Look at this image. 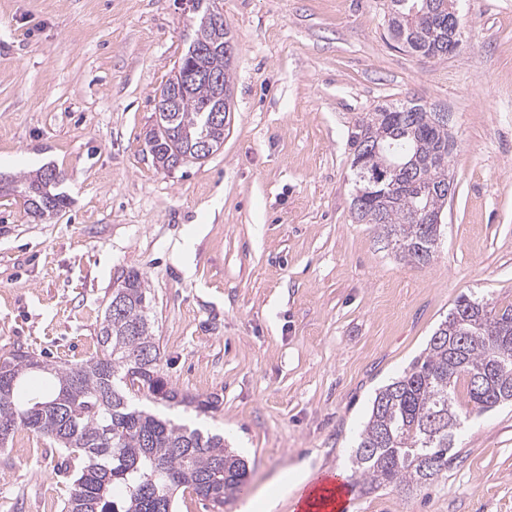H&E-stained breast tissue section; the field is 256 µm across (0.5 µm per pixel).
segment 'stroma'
Here are the masks:
<instances>
[{
	"mask_svg": "<svg viewBox=\"0 0 512 512\" xmlns=\"http://www.w3.org/2000/svg\"><path fill=\"white\" fill-rule=\"evenodd\" d=\"M236 43L234 113L208 158L158 167L155 97L199 13L180 0H0V176L62 172L45 222L0 194V359L88 360L123 272L150 292L161 368L215 410L247 488L284 470L350 474L371 403L461 295L512 305V0H461L464 35L426 60L385 0H216ZM446 108L455 195L434 259L396 258L352 207L348 128L382 103ZM434 482L353 483V512H512V404L471 413ZM65 461L22 428L0 448V512L62 507Z\"/></svg>",
	"mask_w": 512,
	"mask_h": 512,
	"instance_id": "35a3bbf8",
	"label": "stroma"
}]
</instances>
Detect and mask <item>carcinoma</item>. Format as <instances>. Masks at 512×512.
<instances>
[{"instance_id": "carcinoma-1", "label": "carcinoma", "mask_w": 512, "mask_h": 512, "mask_svg": "<svg viewBox=\"0 0 512 512\" xmlns=\"http://www.w3.org/2000/svg\"><path fill=\"white\" fill-rule=\"evenodd\" d=\"M457 0H389L391 37L425 59L448 57L457 24ZM193 45L206 49L200 65L217 81L191 83L173 108L158 113L148 143L153 159L172 168L224 143L231 113L211 120L217 96H231L232 58H224V30L199 23ZM444 112L407 101L377 105L355 119L348 136L358 222L379 226L395 256L411 265L434 257L441 225L434 218L448 204L449 163L456 149ZM393 166L377 186L359 172ZM56 168L23 176L27 214L51 218L68 205L58 191ZM100 328L101 353L65 368L17 350L0 362V429L21 427L47 438L72 470L63 512H174L175 494L191 490L220 508L245 483V461L224 446V437L152 413L135 403L146 393L156 403L216 409L213 400L189 398L161 375V353L147 318L145 280L130 270L112 292ZM54 380L44 392L26 390V378ZM474 406L491 410L512 402V306L496 309L474 296L460 297L403 376L380 389L351 455V466L369 489L396 485L407 490L429 483L453 459L458 382Z\"/></svg>"}]
</instances>
